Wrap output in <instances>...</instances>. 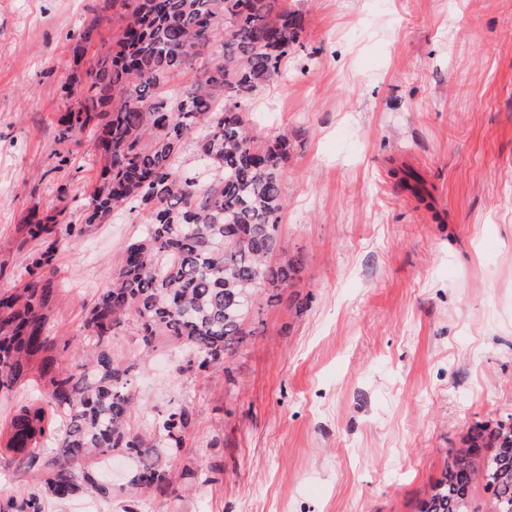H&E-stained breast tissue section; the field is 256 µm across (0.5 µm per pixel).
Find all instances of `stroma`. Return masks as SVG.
<instances>
[{"label": "stroma", "mask_w": 512, "mask_h": 512, "mask_svg": "<svg viewBox=\"0 0 512 512\" xmlns=\"http://www.w3.org/2000/svg\"><path fill=\"white\" fill-rule=\"evenodd\" d=\"M302 47L245 111L288 134L280 237L301 282L255 305L227 371L189 375L170 343L134 369L130 425L193 416L183 492L133 489L119 453L94 465L111 497L58 500L0 463V502L42 512H419L469 430L512 413V0H285ZM95 24V45L73 33ZM117 28L104 0H0V289L40 251L17 228L64 210L52 333L79 335L140 224L82 230L99 167L89 135L60 141L67 88ZM421 175L423 205L389 175Z\"/></svg>", "instance_id": "35a3bbf8"}]
</instances>
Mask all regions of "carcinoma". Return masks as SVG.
<instances>
[{
  "label": "carcinoma",
  "instance_id": "carcinoma-1",
  "mask_svg": "<svg viewBox=\"0 0 512 512\" xmlns=\"http://www.w3.org/2000/svg\"><path fill=\"white\" fill-rule=\"evenodd\" d=\"M123 21L99 57L91 82L58 119L59 139L93 129L101 178L88 195L84 224H107L117 210L142 214L108 288L89 306L73 349L51 335L57 295L56 236L72 225L62 213L21 226L48 247L25 265L28 278L0 293V392L37 384L43 398L0 423V454L17 468H37L45 490L63 499L112 487L89 462L110 452L137 461L130 484L159 496L173 480L157 442L184 446L192 425L185 406L168 409L153 440L129 428L131 366L112 357V341L134 326L144 346L160 338L186 348L180 371L224 367L232 345L251 335L247 318L260 291L279 301L300 281L295 258L281 259L279 214L290 139L260 142L243 107L282 78V62L301 47L304 19L280 0H109ZM196 69L174 94L168 80ZM204 167L197 180L186 149ZM418 201L431 194L411 169L394 170ZM62 421L56 448L39 453ZM489 494V512H512V414L470 432L432 486L419 512H479L474 490ZM3 512H41L36 497L8 500Z\"/></svg>",
  "mask_w": 512,
  "mask_h": 512
}]
</instances>
